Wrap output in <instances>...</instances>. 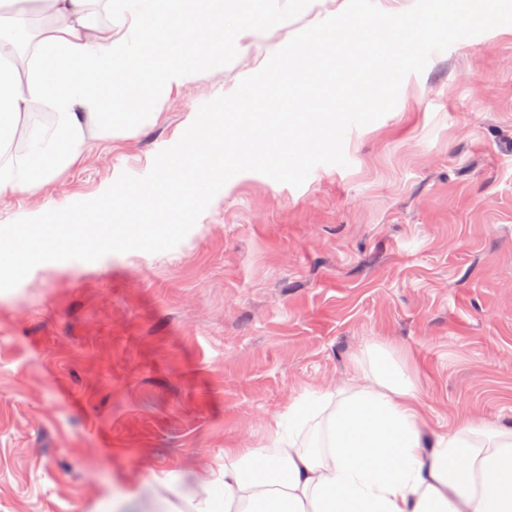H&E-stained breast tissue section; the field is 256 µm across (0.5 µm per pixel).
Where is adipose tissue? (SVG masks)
<instances>
[{
  "label": "adipose tissue",
  "mask_w": 512,
  "mask_h": 512,
  "mask_svg": "<svg viewBox=\"0 0 512 512\" xmlns=\"http://www.w3.org/2000/svg\"><path fill=\"white\" fill-rule=\"evenodd\" d=\"M0 16V199L40 194L78 165L88 142L122 132L112 98L137 109L139 94L190 80L192 66L167 37L169 0H106L131 16L138 40H114L93 23L88 0H42L31 27L29 0H6ZM53 131L31 125L33 107ZM376 346L355 362L356 382L315 395L327 417L313 446L294 430L270 446L224 451V501L208 483L165 499V512H512V428L467 420L430 439L417 387L388 370Z\"/></svg>",
  "instance_id": "obj_1"
}]
</instances>
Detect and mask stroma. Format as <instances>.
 <instances>
[{
	"instance_id": "stroma-1",
	"label": "stroma",
	"mask_w": 512,
	"mask_h": 512,
	"mask_svg": "<svg viewBox=\"0 0 512 512\" xmlns=\"http://www.w3.org/2000/svg\"><path fill=\"white\" fill-rule=\"evenodd\" d=\"M346 4L231 0L256 35L188 43L187 83L41 194L1 200L0 224L145 175L202 104ZM344 152L298 188L234 176L170 251L45 262L0 292V512H112L133 489L156 512L167 474L221 489L225 449L268 446L373 344L407 358L432 436L512 426V26L432 54Z\"/></svg>"
}]
</instances>
